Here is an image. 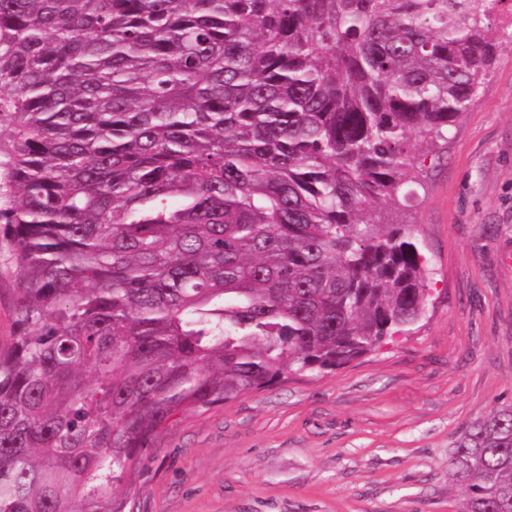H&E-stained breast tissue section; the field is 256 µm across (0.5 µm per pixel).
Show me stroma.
<instances>
[{"label": "stroma", "instance_id": "35a3bbf8", "mask_svg": "<svg viewBox=\"0 0 512 512\" xmlns=\"http://www.w3.org/2000/svg\"><path fill=\"white\" fill-rule=\"evenodd\" d=\"M402 220L430 260L425 318L334 371L289 375L157 436L132 512H460L448 472L472 421L512 403V26ZM16 275L0 238V346Z\"/></svg>", "mask_w": 512, "mask_h": 512}]
</instances>
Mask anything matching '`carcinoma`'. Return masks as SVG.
Masks as SVG:
<instances>
[{"mask_svg": "<svg viewBox=\"0 0 512 512\" xmlns=\"http://www.w3.org/2000/svg\"><path fill=\"white\" fill-rule=\"evenodd\" d=\"M512 0H0V512H131L161 430L424 315L372 205L415 183ZM448 463L512 512V404ZM16 275L9 259V247L0 236V346H7L14 334L13 288Z\"/></svg>", "mask_w": 512, "mask_h": 512, "instance_id": "cac0c4a2", "label": "carcinoma"}]
</instances>
